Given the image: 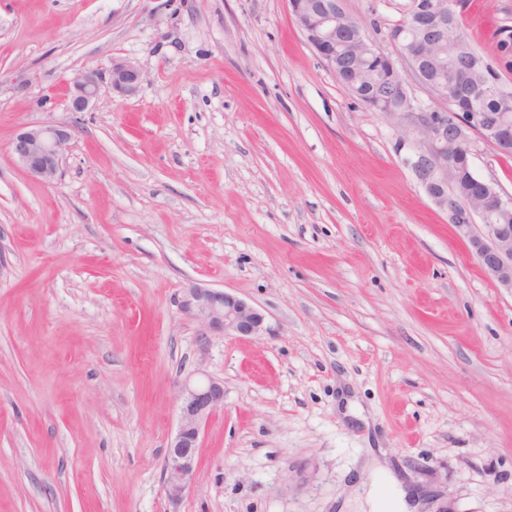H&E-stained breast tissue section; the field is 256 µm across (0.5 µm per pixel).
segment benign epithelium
<instances>
[{"mask_svg": "<svg viewBox=\"0 0 512 512\" xmlns=\"http://www.w3.org/2000/svg\"><path fill=\"white\" fill-rule=\"evenodd\" d=\"M288 13L316 50L341 78L337 66L352 58L364 67L372 61L382 68L383 88L362 102L412 127L407 163L432 201L448 214V223L477 258L482 272L498 287L512 292V224H488L512 214V195L503 194L491 180L471 173L467 195L454 192L459 164L472 166L473 143L478 138L500 154L512 156V117L505 112H454L428 110L416 102L406 79L398 74L394 59L366 33L364 24L343 7L342 0H286ZM457 0H410L404 18L389 29L388 39L400 50L412 77L423 83L433 99L453 100L457 95L496 94L512 89L491 76L469 83L470 68L453 66L449 79L433 83L426 71L434 54L432 42L442 38L448 18L458 17ZM497 39L505 42L501 61H512V23L500 25ZM143 80L141 68L126 58H114L107 67L86 66L71 80L68 111L90 110L102 89L123 97L135 95ZM73 126L44 124L20 130L9 144L13 158L31 178L48 183L60 170L69 149ZM482 227H477V223ZM187 308L204 326L228 336H256L265 315L251 303L226 291L190 289ZM224 410V383L206 378L184 384L179 405L178 429L163 460V488L177 501L191 487L197 472V454L208 421Z\"/></svg>", "mask_w": 512, "mask_h": 512, "instance_id": "benign-epithelium-1", "label": "benign epithelium"}]
</instances>
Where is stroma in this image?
I'll return each instance as SVG.
<instances>
[{"label": "stroma", "instance_id": "35a3bbf8", "mask_svg": "<svg viewBox=\"0 0 512 512\" xmlns=\"http://www.w3.org/2000/svg\"><path fill=\"white\" fill-rule=\"evenodd\" d=\"M388 53L409 0H343ZM477 50L512 0H464ZM143 82L66 109L86 66ZM74 136L49 184L9 143ZM286 0H0V512H337L375 449L449 512H512V293ZM512 194V157L475 142ZM219 289L259 335L204 331ZM224 383L192 487H162L180 386ZM186 305L204 326L227 336H256L265 321L261 309L226 291L191 288Z\"/></svg>", "mask_w": 512, "mask_h": 512}]
</instances>
